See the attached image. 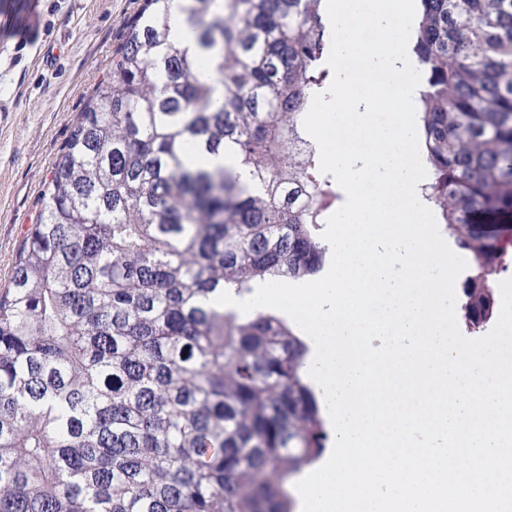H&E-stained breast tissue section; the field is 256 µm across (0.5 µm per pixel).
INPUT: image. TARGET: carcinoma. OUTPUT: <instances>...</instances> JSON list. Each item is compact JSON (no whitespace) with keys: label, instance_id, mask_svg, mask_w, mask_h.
<instances>
[{"label":"carcinoma","instance_id":"carcinoma-1","mask_svg":"<svg viewBox=\"0 0 512 512\" xmlns=\"http://www.w3.org/2000/svg\"><path fill=\"white\" fill-rule=\"evenodd\" d=\"M323 2L144 0L128 24L0 289V512H294L330 440L308 344L213 300L326 260L330 183L292 150L331 84ZM420 4L427 200L475 261L480 328L512 254V0Z\"/></svg>","mask_w":512,"mask_h":512}]
</instances>
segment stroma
Listing matches in <instances>:
<instances>
[{
  "label": "stroma",
  "instance_id": "stroma-1",
  "mask_svg": "<svg viewBox=\"0 0 512 512\" xmlns=\"http://www.w3.org/2000/svg\"><path fill=\"white\" fill-rule=\"evenodd\" d=\"M142 3L0 0V288L39 220L54 164Z\"/></svg>",
  "mask_w": 512,
  "mask_h": 512
}]
</instances>
